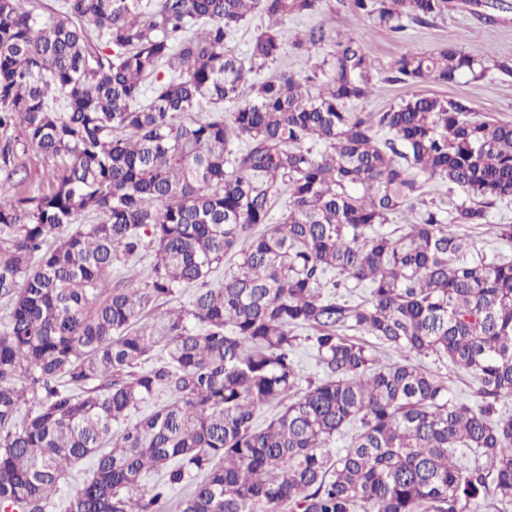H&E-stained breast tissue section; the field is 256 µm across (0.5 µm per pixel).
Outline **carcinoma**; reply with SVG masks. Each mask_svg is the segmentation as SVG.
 I'll list each match as a JSON object with an SVG mask.
<instances>
[{
    "label": "carcinoma",
    "instance_id": "cac0c4a2",
    "mask_svg": "<svg viewBox=\"0 0 512 512\" xmlns=\"http://www.w3.org/2000/svg\"><path fill=\"white\" fill-rule=\"evenodd\" d=\"M321 6L60 0L45 19L0 0V131L21 129L57 170L37 196L0 184V512H54L86 460L63 512H168L177 488V512L512 508V417L498 415L512 397V261L449 229L487 224L512 198V121L419 92L351 110L376 71L354 34L320 86L284 69L244 99L254 67L284 55L278 26ZM452 8L350 0L391 33ZM253 11L268 24L243 60L226 43ZM326 40L318 23L292 46L309 59ZM486 71L451 43L402 53L383 80ZM433 178L465 194L450 219L425 198ZM396 214L403 232L378 230ZM144 251L155 259L139 274L112 275ZM186 288L188 305L160 311ZM303 340L318 377L295 361ZM430 355L473 377L475 404L423 368Z\"/></svg>",
    "mask_w": 512,
    "mask_h": 512
}]
</instances>
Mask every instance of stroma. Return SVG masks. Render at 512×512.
Masks as SVG:
<instances>
[{
	"mask_svg": "<svg viewBox=\"0 0 512 512\" xmlns=\"http://www.w3.org/2000/svg\"><path fill=\"white\" fill-rule=\"evenodd\" d=\"M507 10L487 11L471 6L469 0H457V7L429 25H409L405 33L393 35L374 25L369 18L354 19L342 0H324L319 18L292 16L281 26L285 44H292L315 22H323L330 36L312 58L322 63L334 49L333 41L351 32L361 36L375 68L386 71L401 53L417 49L433 51L446 46L449 38L458 37L460 46L469 54L481 58L489 69L478 81L461 78L458 84L445 86L427 84L423 93L439 97H463L468 99L478 116L501 121H512V77L501 76L493 70L494 61L512 58V0H506ZM11 142L14 149L13 166L22 168L28 178L22 184L25 195L32 196L49 189L55 166L29 149L20 130L0 133V145ZM12 166V167H13ZM489 221L483 225L460 226L461 235L468 237L475 247L486 255H502L512 259V241L499 239L494 227L512 224V199L496 202L488 210Z\"/></svg>",
	"mask_w": 512,
	"mask_h": 512,
	"instance_id": "stroma-1",
	"label": "stroma"
}]
</instances>
